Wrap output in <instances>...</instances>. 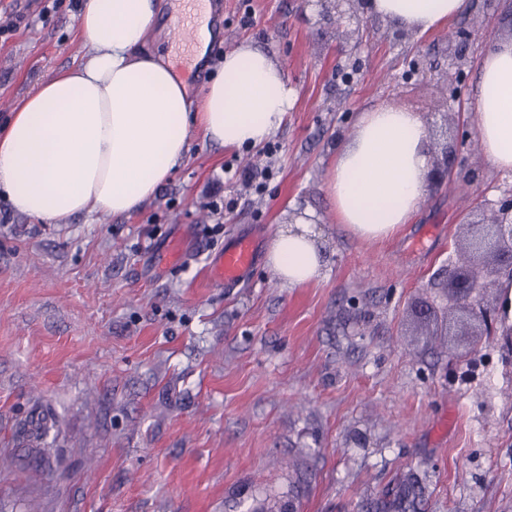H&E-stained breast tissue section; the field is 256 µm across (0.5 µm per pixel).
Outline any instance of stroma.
I'll return each mask as SVG.
<instances>
[{"instance_id": "1", "label": "stroma", "mask_w": 512, "mask_h": 512, "mask_svg": "<svg viewBox=\"0 0 512 512\" xmlns=\"http://www.w3.org/2000/svg\"><path fill=\"white\" fill-rule=\"evenodd\" d=\"M83 5L0 0V124L81 61ZM214 12L212 63L249 41L297 91L262 193L238 178L249 148L196 134L129 215L47 224L0 194V512H250L265 493L365 512L408 473L424 512H512V335H449L447 298L468 223L512 190V171L470 154L465 110L482 50L512 36V0L407 36L368 13L338 25L318 0ZM383 102L419 112L431 158L454 146L459 163L410 223L364 241L325 183L357 114ZM303 212L318 281L285 287L263 260L243 287L209 281L232 236L270 241Z\"/></svg>"}]
</instances>
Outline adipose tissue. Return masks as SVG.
Here are the masks:
<instances>
[{"mask_svg":"<svg viewBox=\"0 0 512 512\" xmlns=\"http://www.w3.org/2000/svg\"><path fill=\"white\" fill-rule=\"evenodd\" d=\"M469 0H371L372 13L417 33L445 26ZM161 0H86V54L24 97L0 130V191L20 213L60 224L82 213L135 212L190 150L192 132L257 148L284 123L297 92L276 60L244 42L226 53L198 98L154 43ZM469 102L487 163L512 170V39L491 42ZM428 129L417 112L381 103L359 113L325 191L338 223L385 240L409 223L429 190ZM268 264L282 285L319 279L324 250L310 213L271 239Z\"/></svg>","mask_w":512,"mask_h":512,"instance_id":"ef3b65f1","label":"adipose tissue"}]
</instances>
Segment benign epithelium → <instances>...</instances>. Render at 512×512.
Wrapping results in <instances>:
<instances>
[{"label":"benign epithelium","mask_w":512,"mask_h":512,"mask_svg":"<svg viewBox=\"0 0 512 512\" xmlns=\"http://www.w3.org/2000/svg\"><path fill=\"white\" fill-rule=\"evenodd\" d=\"M331 2L336 15L348 22L368 0H322ZM464 261L450 282L456 309L463 313L462 335L477 336L486 321L485 300L499 278L512 276V192L497 203L486 205L481 218L470 225V239L463 247Z\"/></svg>","instance_id":"benign-epithelium-1"}]
</instances>
